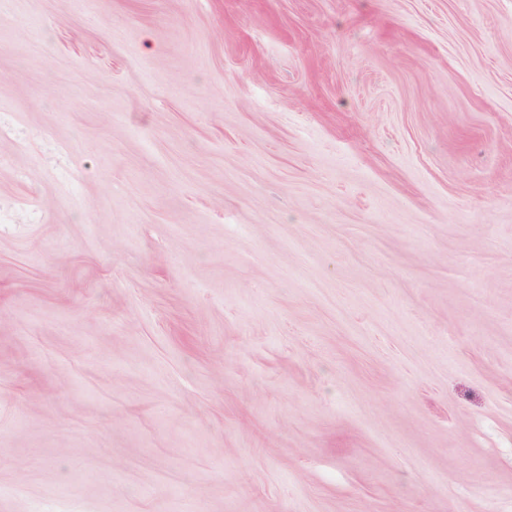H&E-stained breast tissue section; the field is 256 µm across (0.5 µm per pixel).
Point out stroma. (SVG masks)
I'll list each match as a JSON object with an SVG mask.
<instances>
[{
	"label": "stroma",
	"instance_id": "obj_1",
	"mask_svg": "<svg viewBox=\"0 0 512 512\" xmlns=\"http://www.w3.org/2000/svg\"><path fill=\"white\" fill-rule=\"evenodd\" d=\"M0 512H512V0H0Z\"/></svg>",
	"mask_w": 512,
	"mask_h": 512
}]
</instances>
